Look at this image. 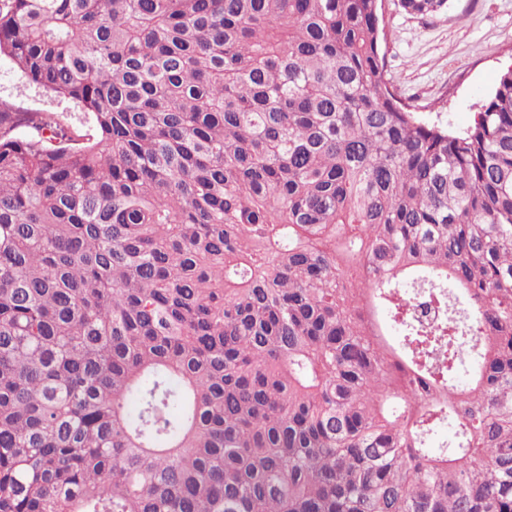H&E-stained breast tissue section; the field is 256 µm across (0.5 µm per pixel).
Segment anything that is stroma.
Listing matches in <instances>:
<instances>
[{
	"mask_svg": "<svg viewBox=\"0 0 512 512\" xmlns=\"http://www.w3.org/2000/svg\"><path fill=\"white\" fill-rule=\"evenodd\" d=\"M387 77L403 102L424 122L460 133L472 123L501 71L512 65V0H450L447 10L420 17L384 0ZM0 100L29 110L70 113L30 87L0 53Z\"/></svg>",
	"mask_w": 512,
	"mask_h": 512,
	"instance_id": "35a3bbf8",
	"label": "stroma"
}]
</instances>
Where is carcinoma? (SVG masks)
<instances>
[{
    "mask_svg": "<svg viewBox=\"0 0 512 512\" xmlns=\"http://www.w3.org/2000/svg\"><path fill=\"white\" fill-rule=\"evenodd\" d=\"M382 21L0 0L91 120L0 101V512H512V67L451 134Z\"/></svg>",
    "mask_w": 512,
    "mask_h": 512,
    "instance_id": "1",
    "label": "carcinoma"
}]
</instances>
